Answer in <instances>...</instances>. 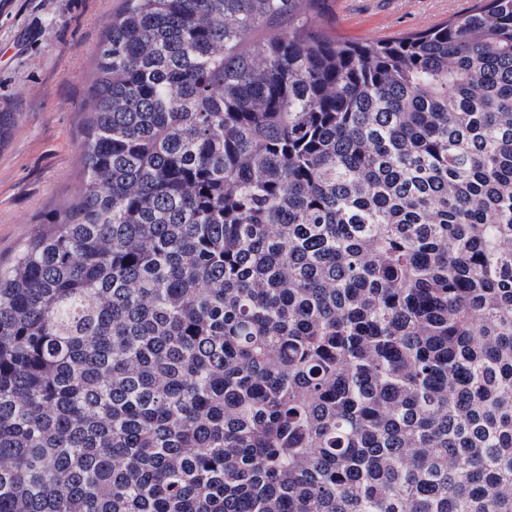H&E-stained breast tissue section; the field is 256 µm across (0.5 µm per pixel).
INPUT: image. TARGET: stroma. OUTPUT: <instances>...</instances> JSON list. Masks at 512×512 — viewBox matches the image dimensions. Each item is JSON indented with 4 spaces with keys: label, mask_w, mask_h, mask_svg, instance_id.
<instances>
[{
    "label": "stroma",
    "mask_w": 512,
    "mask_h": 512,
    "mask_svg": "<svg viewBox=\"0 0 512 512\" xmlns=\"http://www.w3.org/2000/svg\"><path fill=\"white\" fill-rule=\"evenodd\" d=\"M477 0H338L327 25L373 38L426 30ZM121 0H0V110L18 122L0 150V264L82 187L78 144L94 54Z\"/></svg>",
    "instance_id": "stroma-1"
}]
</instances>
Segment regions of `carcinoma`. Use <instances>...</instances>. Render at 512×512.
<instances>
[{"instance_id": "cac0c4a2", "label": "carcinoma", "mask_w": 512, "mask_h": 512, "mask_svg": "<svg viewBox=\"0 0 512 512\" xmlns=\"http://www.w3.org/2000/svg\"><path fill=\"white\" fill-rule=\"evenodd\" d=\"M335 6L107 22L0 266V512H512V0ZM477 0H338L328 30L370 39L424 31L465 14ZM374 33H380L375 35Z\"/></svg>"}]
</instances>
